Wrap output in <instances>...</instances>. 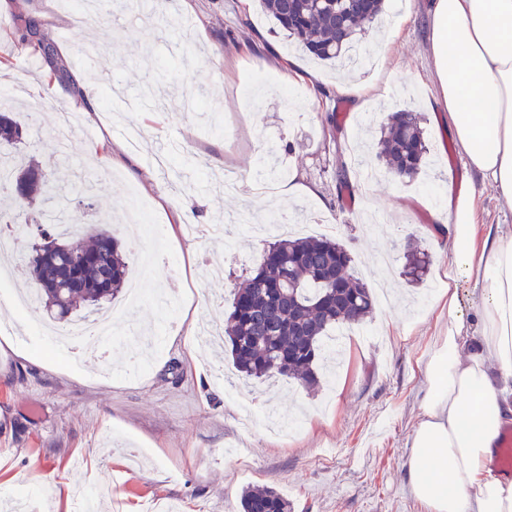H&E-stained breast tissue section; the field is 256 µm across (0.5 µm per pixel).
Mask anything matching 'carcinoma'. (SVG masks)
<instances>
[{
	"label": "carcinoma",
	"mask_w": 512,
	"mask_h": 512,
	"mask_svg": "<svg viewBox=\"0 0 512 512\" xmlns=\"http://www.w3.org/2000/svg\"><path fill=\"white\" fill-rule=\"evenodd\" d=\"M260 7L286 32L322 61L345 66L358 32L383 13L384 0H260ZM19 41L46 63L58 81L69 79L57 66L56 50L38 21L22 17ZM26 128L0 114V143H20ZM379 157L387 174L399 183L413 181L422 169L427 147L415 113L389 114L380 138ZM8 183L38 213L24 215L33 243L32 267L38 306L56 322H67L81 307L100 309L121 292L127 265L112 232L100 228L87 237H67L56 226L70 220L57 205L64 187L36 177L38 165L16 154L7 160ZM352 259L338 242L327 238L281 237L264 250L254 274L237 288L225 336L236 370L247 378L275 374L307 387L320 384L317 361L323 338L341 325L373 314L375 299L365 284L347 273ZM241 512H292L288 498L275 488L251 487L240 499Z\"/></svg>",
	"instance_id": "carcinoma-1"
}]
</instances>
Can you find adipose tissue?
I'll return each instance as SVG.
<instances>
[{
    "instance_id": "obj_1",
    "label": "adipose tissue",
    "mask_w": 512,
    "mask_h": 512,
    "mask_svg": "<svg viewBox=\"0 0 512 512\" xmlns=\"http://www.w3.org/2000/svg\"><path fill=\"white\" fill-rule=\"evenodd\" d=\"M431 54L448 131L470 169L512 208V0H431ZM448 327L426 366L408 440V492L429 512H512V480L488 465L512 413V226L477 221L460 192L447 221ZM479 289L475 316L458 284Z\"/></svg>"
}]
</instances>
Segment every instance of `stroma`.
Instances as JSON below:
<instances>
[{
  "instance_id": "35a3bbf8",
  "label": "stroma",
  "mask_w": 512,
  "mask_h": 512,
  "mask_svg": "<svg viewBox=\"0 0 512 512\" xmlns=\"http://www.w3.org/2000/svg\"><path fill=\"white\" fill-rule=\"evenodd\" d=\"M127 0L81 9L76 0H13L0 11V109L41 95L21 152L52 181L92 185L62 205L94 231L109 225L143 299L118 327L108 367L76 363L34 329L40 313L0 314V502L27 497L35 512H75L77 492L110 487L101 512H237L248 486H272L293 512H427L407 490L409 433L425 366L448 325L438 301L448 243L433 227L448 194L476 192L480 223L511 224L512 208L468 168L448 133L429 50V0H396L393 18L361 45L393 69L353 73L375 86L365 108L337 95L336 69L286 45L257 0H155L134 22ZM33 14L59 62L93 97L45 93L15 19ZM395 30L384 45L385 30ZM416 112L429 153L419 177L386 178L337 197L336 172L353 153L374 159L379 125ZM341 114L331 127L329 113ZM232 126L233 140L220 129ZM240 188L225 192V171ZM309 187L260 198L268 182ZM269 216L336 239L368 288L387 284L388 307L353 338L334 388L273 377L246 381L222 348L197 343L199 323L223 332L233 294L260 261ZM430 256L419 280L403 276L411 248Z\"/></svg>"
}]
</instances>
